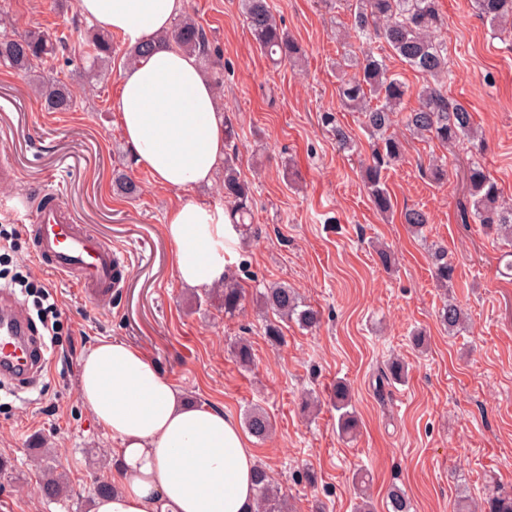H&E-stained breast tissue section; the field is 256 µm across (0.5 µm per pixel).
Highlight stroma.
<instances>
[{
  "mask_svg": "<svg viewBox=\"0 0 512 512\" xmlns=\"http://www.w3.org/2000/svg\"><path fill=\"white\" fill-rule=\"evenodd\" d=\"M272 5L304 49L298 64L272 67L239 0H184L185 14L221 54V68L207 75L218 81L224 120L237 132L226 154L253 190L251 240L227 245L226 265L247 294L285 283L322 314L313 330L282 323L277 346L265 334L273 315L249 303L225 317L204 290L176 277L164 216L181 194L158 187L135 162L113 108L126 44L113 37L111 69L86 79L82 58L93 25L77 0H0V16L15 19V33L36 28L58 41L36 76L0 66V164L17 172L15 181L0 182V199L55 193L78 224L127 261L111 300L98 302L34 257L29 222L0 212V233L12 239L0 249V276L30 272L48 284L61 324L36 383L23 392L9 381L0 385V457L9 461L0 471V512H90L96 481L111 480L116 444L78 392L81 360L103 340L136 347L189 400L221 408L236 423L250 409L266 412L273 432L251 446L291 512H356L363 492L374 512H387L394 486L409 512H456L460 496L479 502L487 485L512 489V276H504L502 261L512 246L472 222L466 189L467 168L477 162L512 198V34L493 31L472 0H439L455 74L448 98L468 107L485 141L452 154L396 124L405 155L385 174L395 210L388 218L362 179L371 138L359 113L341 109L336 95L343 54L336 33L351 23L352 0ZM38 76L69 83L76 108L47 111L32 91ZM325 110L349 128L356 150L337 149L318 121ZM435 157L448 163L442 186L423 173ZM121 174L138 185L136 196L115 191ZM411 207L430 217L422 234L401 222ZM435 245L448 252V291L469 317L454 333L437 317ZM381 246L395 253L391 268L377 259ZM418 331L421 347L413 341ZM242 337L252 346L247 368L233 353ZM395 359L407 367L400 383L383 377ZM339 380L351 389L358 419L348 434L330 397ZM37 448L50 449L68 475L61 501L36 492ZM308 470L315 483L305 481ZM360 470L369 476L363 487L353 479Z\"/></svg>",
  "mask_w": 512,
  "mask_h": 512,
  "instance_id": "35a3bbf8",
  "label": "stroma"
}]
</instances>
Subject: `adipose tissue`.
Here are the masks:
<instances>
[{
    "label": "adipose tissue",
    "instance_id": "ef3b65f1",
    "mask_svg": "<svg viewBox=\"0 0 512 512\" xmlns=\"http://www.w3.org/2000/svg\"><path fill=\"white\" fill-rule=\"evenodd\" d=\"M184 0H79L98 27L140 45L169 29ZM113 107L136 160L156 184L186 190L212 183L224 161L217 91L195 55L157 48L125 68ZM165 232L179 281L213 288L224 279L234 231L222 208L188 199L171 207ZM79 394L117 440L114 490L91 512H253L256 458L223 410L190 402L138 349L105 341L81 361Z\"/></svg>",
    "mask_w": 512,
    "mask_h": 512
}]
</instances>
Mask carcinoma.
Masks as SVG:
<instances>
[{"label":"carcinoma","mask_w":512,"mask_h":512,"mask_svg":"<svg viewBox=\"0 0 512 512\" xmlns=\"http://www.w3.org/2000/svg\"><path fill=\"white\" fill-rule=\"evenodd\" d=\"M240 6L260 51L279 63H295L302 57L301 46L278 25L270 0H241ZM473 7L479 17L499 31H512V0H473ZM446 26L447 20L440 13L437 0H355L352 22L345 38L363 45H369L376 39L384 40L401 61L426 80V84L412 91L409 84L389 70L383 58L376 57L370 50L361 57L346 53L338 63L344 71L349 68L356 70L353 75H343L338 95L343 109L361 115L362 124L373 139L363 177L375 208L382 214L393 212L385 172L403 158V142L392 128L407 98L413 94L418 98V106L406 113L403 120L412 135L447 145H472L478 140L473 116L467 106L448 100L442 92V87L454 80V72L448 65V45L441 38ZM89 44L92 52L86 58L85 75L93 79L108 70L115 48L112 38L101 33L92 34ZM158 44H174L212 65L219 64L212 59L203 28L187 15L180 17L165 35L132 48L126 53L127 63H135L152 53ZM54 54V43L40 31L0 35V65L15 71L26 72ZM36 91L44 106L52 112H68L76 104L73 89L62 81L41 82L36 85ZM320 120L328 128L338 149L354 150L351 132L335 113L324 111ZM466 184L475 223L512 242V204L503 199L492 175L481 165L472 164L467 170ZM224 197L231 202V223L248 226L252 214V191L228 157L224 159ZM401 220L417 232L429 223L427 213L420 208L403 210ZM431 256L437 284L448 287L451 272L448 252L438 247ZM217 289L224 313L233 314L242 309L246 291L237 275L225 273L224 282ZM255 301L259 307L272 311L285 321H295L303 328L312 329L320 324L319 312L302 306L295 291L285 284L270 286L256 293ZM438 318L448 331L457 332L466 322V313L457 300L449 297L439 308ZM333 398L339 413L338 424L342 431L348 432L355 424L353 412L348 410L351 405L350 387L342 381L336 383ZM244 424L258 439L268 437L272 430L268 415L258 408L245 414ZM255 484V512H285V497L266 467H258ZM65 489L63 475L57 473L51 464H45L37 494L56 500ZM388 506V512H409L408 499L397 487L388 493ZM482 509L483 512H512V493L493 492L484 500Z\"/></svg>","instance_id":"carcinoma-1"}]
</instances>
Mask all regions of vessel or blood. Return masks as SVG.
<instances>
[{"label": "vessel or blood", "mask_w": 512, "mask_h": 512, "mask_svg": "<svg viewBox=\"0 0 512 512\" xmlns=\"http://www.w3.org/2000/svg\"><path fill=\"white\" fill-rule=\"evenodd\" d=\"M21 209L34 215L35 255L52 271L100 297L118 288L124 259L111 245L81 228L54 194L31 195ZM46 352L41 338L31 335L24 309L9 295L0 296V378L25 388L44 368Z\"/></svg>", "instance_id": "b4317fda"}]
</instances>
